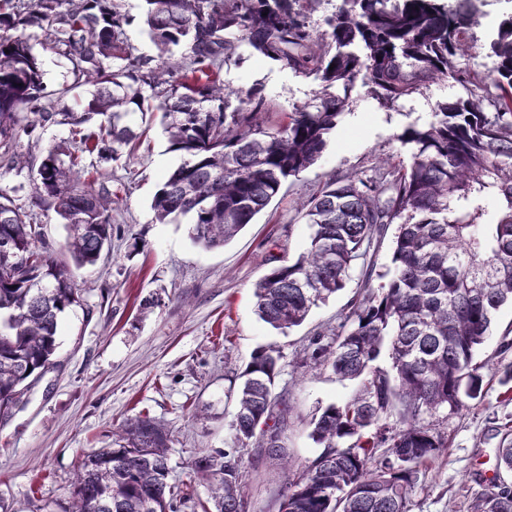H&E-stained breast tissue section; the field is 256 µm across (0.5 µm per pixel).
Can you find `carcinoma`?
Returning a JSON list of instances; mask_svg holds the SVG:
<instances>
[{
  "mask_svg": "<svg viewBox=\"0 0 512 512\" xmlns=\"http://www.w3.org/2000/svg\"><path fill=\"white\" fill-rule=\"evenodd\" d=\"M143 2L156 67L125 42L117 0H0V167L36 173L34 206L68 231L60 261L38 214L0 193V411L53 364L61 315L81 304L77 271L111 245L112 191L83 178L85 160L103 177L130 154L141 137L134 114L160 113L169 150L183 156L153 197L155 220L188 215L192 240L215 248L316 164L357 83L387 106L451 81L463 94L398 136L408 162L388 156L370 174L332 176L299 203L306 248L254 291L258 317L284 334L366 265L336 332L304 347V373L328 370L352 393L310 420L321 452L287 476L278 512H411L422 466L448 447L427 418L482 397L474 355L512 304V16L479 42L480 0H344L322 30L310 22L320 0ZM32 29L71 64L72 84L47 90ZM239 42L320 81L317 103L270 123L262 89L221 75ZM179 46L187 52L176 59ZM84 86L91 96L77 92ZM51 125L68 127L69 145L39 157L21 149V135ZM392 226L380 272L369 252ZM511 350L506 337L496 350L504 384ZM281 359L274 345L254 351L230 392L231 446L194 461L215 512H246L250 446L273 448L290 471L280 441L291 407L273 391ZM170 442L150 417L129 419L112 447L78 461L63 512H176ZM470 509L512 512V486L492 479Z\"/></svg>",
  "mask_w": 512,
  "mask_h": 512,
  "instance_id": "1",
  "label": "carcinoma"
}]
</instances>
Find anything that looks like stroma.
Listing matches in <instances>:
<instances>
[{"instance_id": "obj_1", "label": "stroma", "mask_w": 512, "mask_h": 512, "mask_svg": "<svg viewBox=\"0 0 512 512\" xmlns=\"http://www.w3.org/2000/svg\"><path fill=\"white\" fill-rule=\"evenodd\" d=\"M142 5L119 0L129 19L126 39L135 54L156 60L160 53L142 24ZM224 76L243 90L262 87L276 113L315 103L322 92L319 81L244 45ZM459 91L452 83H433L421 95L384 107L368 87L357 86L317 164L288 181L253 224L212 249L192 241L188 218L154 220L152 198L181 158L169 150L159 114L147 115L132 156L112 165V245L96 265L77 273L84 301L62 318L56 365L0 424V504L7 512H60L78 458L111 446L125 421L140 414L171 432L170 478L190 496L177 512H200L209 492L192 462L224 449L232 410L227 393L252 353L267 344L283 353L274 391L292 408L283 444L294 464L312 461L319 453L309 436L312 416L347 398L351 387L326 371L302 374L298 363L310 336L335 327L361 272L353 270L342 290L285 334L258 318L255 286L306 247L311 230L296 213L298 201L333 175L406 155L398 140L404 127ZM510 329L507 305L475 357L483 398L434 417L450 445L424 467L411 512H470L475 493L495 476L496 450L512 435V398L504 396L495 350ZM244 466L246 512H274L270 492L284 481L280 462L253 452Z\"/></svg>"}]
</instances>
